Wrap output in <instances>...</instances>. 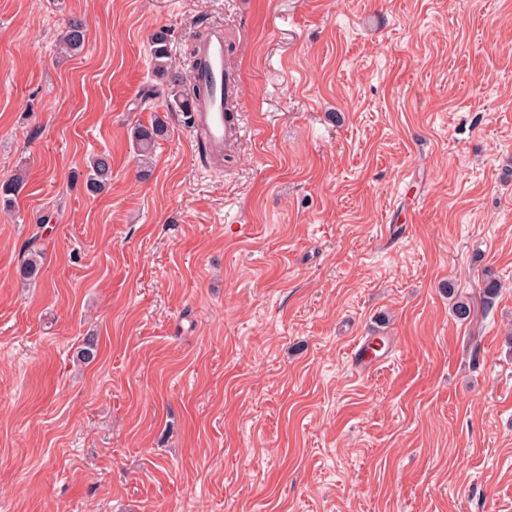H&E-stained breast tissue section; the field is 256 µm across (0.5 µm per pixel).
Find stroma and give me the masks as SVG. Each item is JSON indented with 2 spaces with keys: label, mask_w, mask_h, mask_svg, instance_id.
Returning a JSON list of instances; mask_svg holds the SVG:
<instances>
[{
  "label": "stroma",
  "mask_w": 512,
  "mask_h": 512,
  "mask_svg": "<svg viewBox=\"0 0 512 512\" xmlns=\"http://www.w3.org/2000/svg\"><path fill=\"white\" fill-rule=\"evenodd\" d=\"M212 27L256 132L203 160L140 97L155 32L184 73ZM157 115L145 178L130 131ZM18 174L0 512H512V0H0ZM363 336L389 348L368 376ZM87 32L88 24L85 19L70 18L58 38L60 49L68 54L80 53L85 47ZM84 184L88 193L100 194L112 183V159L107 154L92 157L83 173ZM372 342L371 337L363 336L353 347L352 358L355 363L356 372L360 374L370 373L381 365L384 355L376 357L369 354L368 345Z\"/></svg>",
  "instance_id": "obj_1"
}]
</instances>
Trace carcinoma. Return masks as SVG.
I'll use <instances>...</instances> for the list:
<instances>
[{"label":"carcinoma","mask_w":512,"mask_h":512,"mask_svg":"<svg viewBox=\"0 0 512 512\" xmlns=\"http://www.w3.org/2000/svg\"><path fill=\"white\" fill-rule=\"evenodd\" d=\"M88 24L85 19L73 17L67 21L61 31L58 44L60 49L68 54H77L83 50L86 43ZM151 59L153 72L160 84L153 85L144 92V100H152L162 92H167V111L191 113L190 103L205 89L198 85H188L184 77L178 74L171 64L169 40L167 33L159 31L151 39ZM168 133L166 122L157 117L148 126L138 125L134 128L133 139L140 155L149 160V155L157 142ZM84 184L88 193L100 194L112 183V159L107 154H97L92 157L86 171L83 173ZM23 185L19 176L0 184V209L9 211L14 207L16 197ZM42 269L40 252L33 250L18 267V274L23 281H35ZM502 284L493 273L484 276L481 286L483 303L490 305L501 292Z\"/></svg>","instance_id":"cac0c4a2"}]
</instances>
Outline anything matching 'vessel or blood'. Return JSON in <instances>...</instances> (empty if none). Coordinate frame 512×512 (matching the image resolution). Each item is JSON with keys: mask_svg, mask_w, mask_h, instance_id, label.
I'll use <instances>...</instances> for the list:
<instances>
[{"mask_svg": "<svg viewBox=\"0 0 512 512\" xmlns=\"http://www.w3.org/2000/svg\"><path fill=\"white\" fill-rule=\"evenodd\" d=\"M197 67L192 73L194 84L204 86L207 93L197 101L195 114L200 135L207 142L212 155L224 153V110L235 107L239 96L238 82L233 73L224 69V35L214 33L195 47ZM370 337L359 339L352 350V358L358 373L367 374L380 366L379 357L370 355Z\"/></svg>", "mask_w": 512, "mask_h": 512, "instance_id": "obj_1", "label": "vessel or blood"}]
</instances>
